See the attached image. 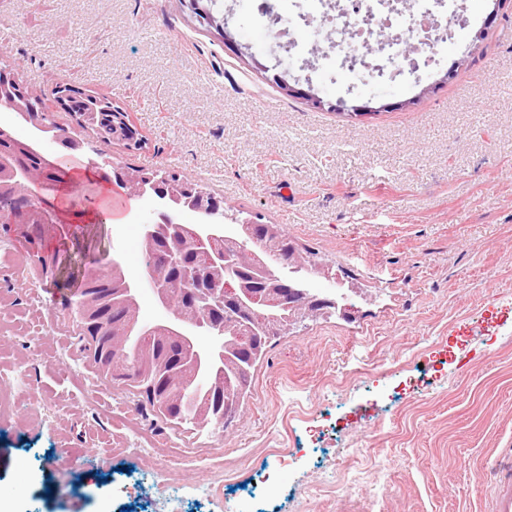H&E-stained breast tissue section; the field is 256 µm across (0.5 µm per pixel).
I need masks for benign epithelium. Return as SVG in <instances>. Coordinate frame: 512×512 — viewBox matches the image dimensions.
<instances>
[{
    "mask_svg": "<svg viewBox=\"0 0 512 512\" xmlns=\"http://www.w3.org/2000/svg\"><path fill=\"white\" fill-rule=\"evenodd\" d=\"M14 77L0 70V104L39 131L47 130L41 116L29 104L30 94L23 86L13 89ZM26 154L36 155L42 167L32 169L22 162ZM57 167L32 140L17 139L11 129L0 126V226L31 230L38 238L54 237L58 225L52 214L36 202L32 187L47 181ZM112 184L133 196L153 190L169 202L190 208L205 204L208 195L184 179L160 178L137 169L115 168ZM252 247L244 248L222 224H196L192 227L163 212L160 221L145 225L144 245L161 248L153 264L139 281L129 279L117 257L104 256V262L92 263L82 275V287L75 300L80 335L90 343L88 361L109 379L127 386L147 384V401L159 414L171 420L194 421L209 412L219 414V421L230 422L237 405L224 397V391L200 397L192 382L201 367L218 372L224 362L239 357L247 362L265 338L288 329V324L326 312L333 304L327 298H304L296 289L271 272L258 279L255 252L266 251L269 243L253 232ZM106 270L105 286L119 284L120 298L112 299L105 290L86 292L84 284ZM193 282L178 296L172 287ZM143 288L152 291L159 307L172 319L147 324L140 319L138 295ZM272 306L265 317V335H253V303L259 299ZM211 337L201 345L197 337ZM127 348L125 361L112 362V351Z\"/></svg>",
    "mask_w": 512,
    "mask_h": 512,
    "instance_id": "7a95c632",
    "label": "benign epithelium"
}]
</instances>
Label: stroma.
Returning <instances> with one entry per match:
<instances>
[{
	"mask_svg": "<svg viewBox=\"0 0 512 512\" xmlns=\"http://www.w3.org/2000/svg\"><path fill=\"white\" fill-rule=\"evenodd\" d=\"M0 0V69L35 98L64 73L130 113L139 149L81 137L114 165L161 167L262 224L281 225L355 287L353 318L305 320L271 340L232 425L176 426L80 353L58 252L0 230V499L9 512H489L480 493L512 448V7L461 0L418 80L349 90L306 53L290 86L368 105L353 119L282 90L260 23L232 42L185 0ZM494 22H487L488 14ZM482 42H475L479 29ZM132 199L100 247L140 277ZM287 453L277 491L262 474Z\"/></svg>",
	"mask_w": 512,
	"mask_h": 512,
	"instance_id": "1",
	"label": "stroma"
}]
</instances>
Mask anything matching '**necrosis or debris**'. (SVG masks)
Masks as SVG:
<instances>
[{
  "instance_id": "4bbe7bcc",
  "label": "necrosis or debris",
  "mask_w": 512,
  "mask_h": 512,
  "mask_svg": "<svg viewBox=\"0 0 512 512\" xmlns=\"http://www.w3.org/2000/svg\"><path fill=\"white\" fill-rule=\"evenodd\" d=\"M332 17L334 36L326 60L352 79L388 78L387 62L404 54L415 37L425 57L435 58L443 33L460 18L458 0H289L287 10L265 19L272 34L287 33L290 48L308 42L306 28L318 16Z\"/></svg>"
}]
</instances>
